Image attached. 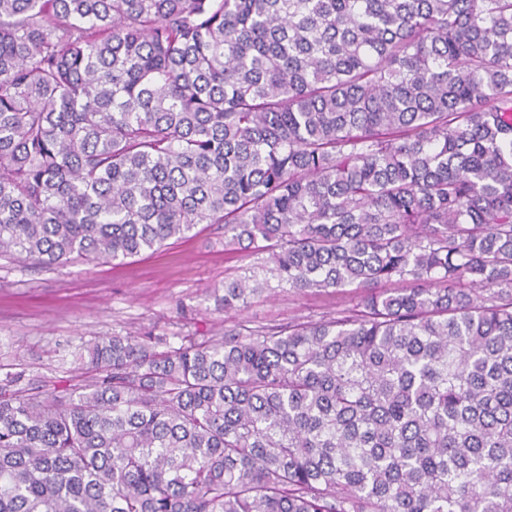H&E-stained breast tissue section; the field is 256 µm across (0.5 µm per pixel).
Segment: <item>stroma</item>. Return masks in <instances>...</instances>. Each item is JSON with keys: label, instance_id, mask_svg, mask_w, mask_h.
Returning <instances> with one entry per match:
<instances>
[{"label": "stroma", "instance_id": "stroma-1", "mask_svg": "<svg viewBox=\"0 0 512 512\" xmlns=\"http://www.w3.org/2000/svg\"><path fill=\"white\" fill-rule=\"evenodd\" d=\"M259 256L224 249V230L197 225L190 237L125 261L49 268L0 260V365L25 368L46 389L78 373L73 351L96 336L152 332L176 341L209 337L241 319L256 325L319 320L351 307L352 293L274 289L245 311L223 309L224 281L259 268Z\"/></svg>", "mask_w": 512, "mask_h": 512}]
</instances>
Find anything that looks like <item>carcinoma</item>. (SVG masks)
<instances>
[{
  "mask_svg": "<svg viewBox=\"0 0 512 512\" xmlns=\"http://www.w3.org/2000/svg\"><path fill=\"white\" fill-rule=\"evenodd\" d=\"M198 224L357 301L0 374V512H512V0H0V257Z\"/></svg>",
  "mask_w": 512,
  "mask_h": 512,
  "instance_id": "carcinoma-1",
  "label": "carcinoma"
}]
</instances>
